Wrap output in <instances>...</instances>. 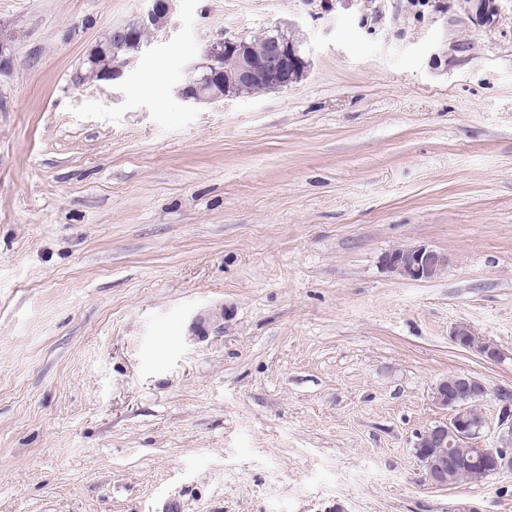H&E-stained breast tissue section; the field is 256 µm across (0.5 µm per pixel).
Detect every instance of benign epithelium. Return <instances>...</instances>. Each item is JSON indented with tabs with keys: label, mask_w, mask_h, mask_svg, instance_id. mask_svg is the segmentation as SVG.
Wrapping results in <instances>:
<instances>
[{
	"label": "benign epithelium",
	"mask_w": 512,
	"mask_h": 512,
	"mask_svg": "<svg viewBox=\"0 0 512 512\" xmlns=\"http://www.w3.org/2000/svg\"><path fill=\"white\" fill-rule=\"evenodd\" d=\"M172 0H150L148 10L142 14L146 24H155L170 14ZM236 58L238 68L235 81L239 84L261 82L274 88L290 85L299 64H308L299 45L286 38L270 40L265 52L258 56L240 37H226L212 43L206 57L218 59L221 55ZM449 263L448 255L425 245L398 248L384 257V266L392 274L412 280L427 281L438 276ZM453 342L459 347L473 351L495 361L500 358L498 348L477 336L465 324H459L451 333ZM484 391L483 384L473 376L459 374L453 381L438 382L432 391L434 403L449 410L448 422L438 424L417 436L414 455L423 467L425 479L435 487H446L448 482V446L452 439H462L471 444L475 455L488 458L495 464V473L512 472V407L504 406L496 427L490 422L479 423L471 415L468 405L463 403L467 395ZM494 434L495 443L483 445L488 434Z\"/></svg>",
	"instance_id": "obj_1"
}]
</instances>
